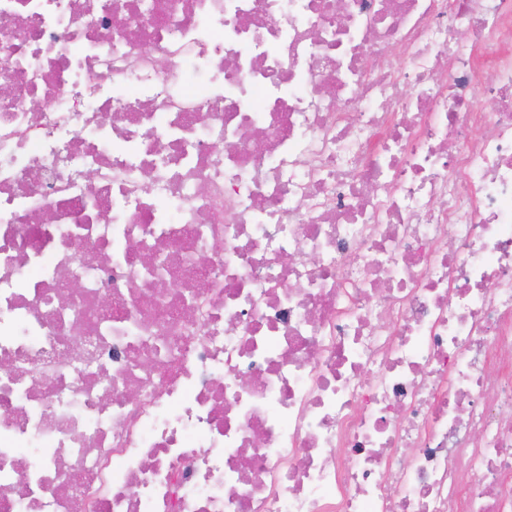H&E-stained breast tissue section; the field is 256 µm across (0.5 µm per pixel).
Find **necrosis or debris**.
I'll return each instance as SVG.
<instances>
[{
  "label": "necrosis or debris",
  "mask_w": 512,
  "mask_h": 512,
  "mask_svg": "<svg viewBox=\"0 0 512 512\" xmlns=\"http://www.w3.org/2000/svg\"><path fill=\"white\" fill-rule=\"evenodd\" d=\"M139 3L0 0V512H512V0Z\"/></svg>",
  "instance_id": "obj_1"
}]
</instances>
